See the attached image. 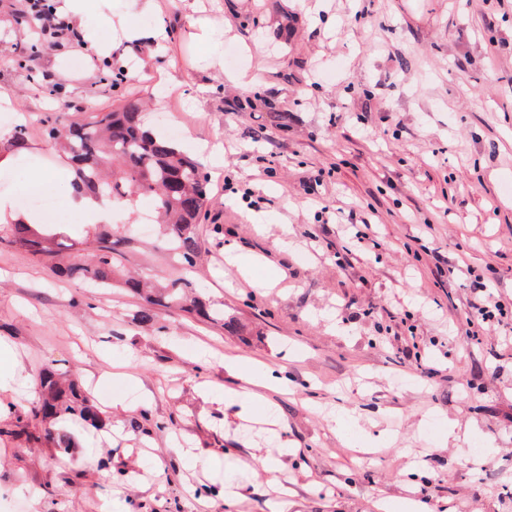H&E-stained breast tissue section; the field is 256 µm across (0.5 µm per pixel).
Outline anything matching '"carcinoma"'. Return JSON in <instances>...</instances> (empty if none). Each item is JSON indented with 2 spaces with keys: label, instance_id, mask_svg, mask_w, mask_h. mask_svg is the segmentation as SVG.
I'll use <instances>...</instances> for the list:
<instances>
[{
  "label": "carcinoma",
  "instance_id": "carcinoma-1",
  "mask_svg": "<svg viewBox=\"0 0 512 512\" xmlns=\"http://www.w3.org/2000/svg\"><path fill=\"white\" fill-rule=\"evenodd\" d=\"M48 136L68 154L77 193L107 196L127 205L138 195L153 196L169 248L184 271L194 268L202 249L199 224L208 202V176L172 139L144 125L141 99L127 98L109 112H94L61 128L52 127ZM95 242L91 260L76 254L61 267L57 259L68 248L61 227L44 224L37 230L19 222L0 224L1 246L20 250L63 276L89 280L101 288H125L140 296L143 303L134 314L140 323H153L174 306L215 322L224 320V310L197 293L188 277L164 285L147 278H125L113 257L112 237L101 233ZM63 374L57 361L46 364L38 397L17 414V422L26 418L52 426L68 416L94 429L103 424V412L90 405L81 383L72 379L64 386L59 381Z\"/></svg>",
  "mask_w": 512,
  "mask_h": 512
}]
</instances>
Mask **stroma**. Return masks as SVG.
Segmentation results:
<instances>
[{
	"instance_id": "stroma-1",
	"label": "stroma",
	"mask_w": 512,
	"mask_h": 512,
	"mask_svg": "<svg viewBox=\"0 0 512 512\" xmlns=\"http://www.w3.org/2000/svg\"><path fill=\"white\" fill-rule=\"evenodd\" d=\"M319 4L112 0L113 20L163 29L164 45L107 28L112 50L95 57L79 37L41 44L28 0H0V200L25 211L42 175L74 213V252L88 228L122 224L121 270L179 276L146 223L153 198H101L110 218L89 225L44 133L167 84L178 145L224 149L194 280L226 320L175 308L141 324L138 297L0 247V512H375L404 496L424 512H512V0ZM234 254L255 260L252 279ZM489 270L505 315L485 323L470 274ZM48 359L68 360L108 417L66 451L37 423L9 434ZM269 373L287 392L226 412L225 391ZM259 456L277 460L278 486Z\"/></svg>"
}]
</instances>
